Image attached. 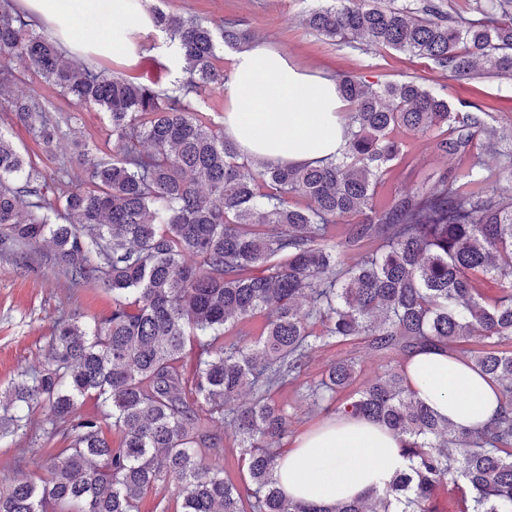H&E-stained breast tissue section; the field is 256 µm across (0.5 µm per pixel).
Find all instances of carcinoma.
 I'll use <instances>...</instances> for the list:
<instances>
[{
    "label": "carcinoma",
    "mask_w": 512,
    "mask_h": 512,
    "mask_svg": "<svg viewBox=\"0 0 512 512\" xmlns=\"http://www.w3.org/2000/svg\"><path fill=\"white\" fill-rule=\"evenodd\" d=\"M468 2L471 18L434 0H332L304 23L451 77L512 83V0ZM24 15L0 6V111L47 149L64 134L20 77L33 71L75 106L107 112L113 148L82 152L90 181L71 187L61 170L25 169L0 133V252L49 239L44 258L67 287L104 288L112 312L58 319L47 362L0 394V442L25 437L52 459L41 485L16 479L0 491V512H139L160 485L178 512H440L441 488L455 512H512V155L485 166L501 154L488 113L415 82L341 73L340 155L272 167L243 157L192 104L224 87L217 53L248 45V30L150 9L183 73L164 85L86 69L63 54L62 24L33 35ZM400 132L434 135L452 163L381 203L377 188L404 156ZM49 180L61 185L53 203ZM487 280L500 285L492 295L479 288ZM258 314V337H228ZM358 341L387 360L379 376L360 384L358 361L339 357L304 380L315 349ZM457 347L499 387V412L478 428L440 417L405 385L415 353ZM288 382L320 410L401 436L405 468L333 506L287 499L272 475L291 423L275 392ZM87 398L97 412L81 415ZM36 408L47 410L42 436L60 434L65 447L30 436ZM109 421L116 444L102 431ZM218 425L239 441L244 493L224 481Z\"/></svg>",
    "instance_id": "1"
}]
</instances>
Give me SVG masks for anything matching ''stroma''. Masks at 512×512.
I'll list each match as a JSON object with an SVG mask.
<instances>
[{
	"mask_svg": "<svg viewBox=\"0 0 512 512\" xmlns=\"http://www.w3.org/2000/svg\"><path fill=\"white\" fill-rule=\"evenodd\" d=\"M315 0H146L147 6L164 11L195 14L216 22H230L251 31L256 39L283 52L296 65L327 76L339 72L353 73L370 82L411 80L446 95L450 102H475L489 114L488 122L503 138V148L512 147V85L493 78L457 80L433 68L428 61L394 51L371 52L347 45H336L316 36L302 24L303 12ZM143 57L130 62L128 55L114 51L112 39L93 23L84 21L71 30L64 45L72 57L90 66L119 70L145 82L162 78L170 82L180 77L178 67L170 66L168 49L162 33L143 36ZM26 82L51 102L55 116L67 121L70 130L52 150H45L14 114L0 112V132L12 140L34 169L52 173L66 164L73 182L86 180L87 173L79 162L78 144L108 153L112 150V132L108 118L100 108L71 106L59 96L55 87L33 73ZM406 155L395 162L379 188L381 198L390 197L399 188L422 183L426 174L446 168L447 158L440 156L432 137L405 135ZM89 312L104 318L112 311V295L100 289L90 293L67 288L61 268L42 262L40 269L27 272L15 258L0 256V391L21 372L37 367L48 353L53 326L61 311ZM351 355L361 363L364 378L371 379L382 371V363L365 344L329 345L311 356L306 378L318 380L326 365L336 358ZM292 416L288 438L283 448H291L294 437L323 421L325 412L310 410L299 396L298 388L288 384L276 394ZM40 483L45 476V460L33 456L27 440L0 444V486L14 477Z\"/></svg>",
	"mask_w": 512,
	"mask_h": 512,
	"instance_id": "obj_1",
	"label": "stroma"
}]
</instances>
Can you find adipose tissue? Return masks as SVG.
Masks as SVG:
<instances>
[{
	"instance_id": "ef3b65f1",
	"label": "adipose tissue",
	"mask_w": 512,
	"mask_h": 512,
	"mask_svg": "<svg viewBox=\"0 0 512 512\" xmlns=\"http://www.w3.org/2000/svg\"><path fill=\"white\" fill-rule=\"evenodd\" d=\"M224 133L237 149L272 165L338 154L347 103L333 78L294 65L262 41L230 57ZM407 384L435 412L463 426L498 411V387L466 362L438 350L415 355ZM402 442L381 424L335 417L300 434L280 456L273 477L293 500L327 506L357 497L404 466Z\"/></svg>"
}]
</instances>
